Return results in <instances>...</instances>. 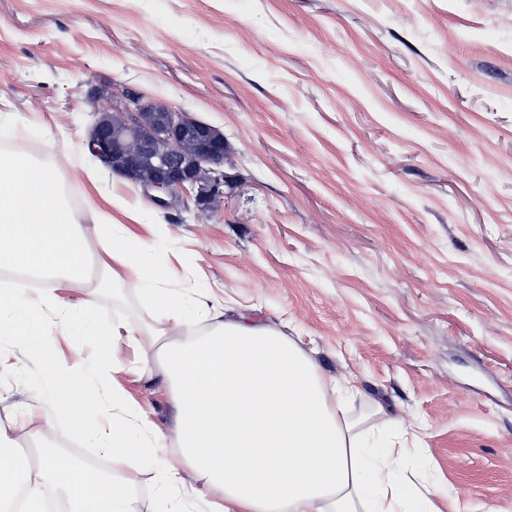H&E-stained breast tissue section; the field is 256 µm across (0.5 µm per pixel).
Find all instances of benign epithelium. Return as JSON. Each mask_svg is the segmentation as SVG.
Returning a JSON list of instances; mask_svg holds the SVG:
<instances>
[{"label":"benign epithelium","mask_w":512,"mask_h":512,"mask_svg":"<svg viewBox=\"0 0 512 512\" xmlns=\"http://www.w3.org/2000/svg\"><path fill=\"white\" fill-rule=\"evenodd\" d=\"M87 148L114 174L151 192L161 209L191 199L204 214L224 202V186L230 184L223 133L134 92L107 98Z\"/></svg>","instance_id":"1"}]
</instances>
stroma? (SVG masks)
Returning a JSON list of instances; mask_svg holds the SVG:
<instances>
[{
    "label": "stroma",
    "mask_w": 512,
    "mask_h": 512,
    "mask_svg": "<svg viewBox=\"0 0 512 512\" xmlns=\"http://www.w3.org/2000/svg\"><path fill=\"white\" fill-rule=\"evenodd\" d=\"M94 89L223 132V207L162 210L101 167ZM1 112L0 145L71 157L81 223L137 214L171 251L167 286L278 329L324 380L353 375L359 431L381 405L416 435L404 467L439 512H512V0H0ZM90 294L129 327L165 324L126 289L67 297ZM55 320L37 351L0 338V424L11 449L111 464L38 399L48 369L95 358L97 337ZM113 343L118 381L176 448L147 337ZM119 472L138 512H209L194 482Z\"/></svg>",
    "instance_id": "35a3bbf8"
}]
</instances>
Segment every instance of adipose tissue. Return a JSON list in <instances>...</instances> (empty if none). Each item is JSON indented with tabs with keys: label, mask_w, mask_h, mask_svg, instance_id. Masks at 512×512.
Wrapping results in <instances>:
<instances>
[{
	"label": "adipose tissue",
	"mask_w": 512,
	"mask_h": 512,
	"mask_svg": "<svg viewBox=\"0 0 512 512\" xmlns=\"http://www.w3.org/2000/svg\"><path fill=\"white\" fill-rule=\"evenodd\" d=\"M68 159L42 164L0 150V268L13 271L0 289V336H27L55 311L64 334L98 336L97 363L85 374L103 390L97 401L48 376L39 388L53 413L80 436L107 449L113 462L160 460L170 483L183 472L214 497L215 512H433L431 500L405 488L403 454L388 438L399 423L376 411L383 436L361 440L348 416L349 379L326 385L315 364L280 331L249 318L228 324L212 316L202 298L187 299L162 287L164 247L132 224L100 214L96 254L86 246L64 193ZM118 284L160 310L168 326L152 330V346L171 381V423L178 453L161 457L159 436L148 434V413L114 381L110 338L123 329L94 299L72 302L64 293L85 281ZM43 282L38 306L28 301V279ZM207 321L205 338L172 342L182 328ZM37 477L63 495L68 512H136L125 480L77 464L44 448Z\"/></svg>",
	"instance_id": "1"
}]
</instances>
